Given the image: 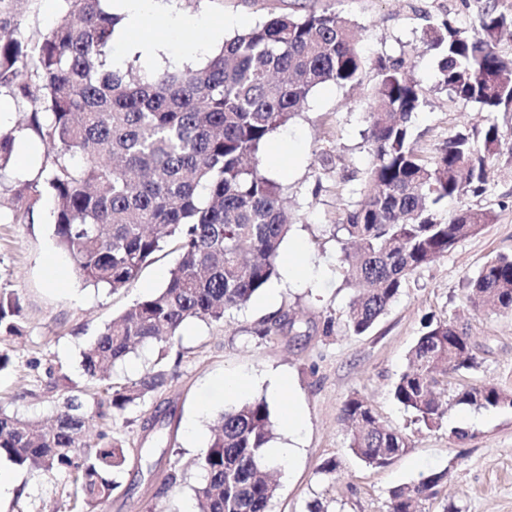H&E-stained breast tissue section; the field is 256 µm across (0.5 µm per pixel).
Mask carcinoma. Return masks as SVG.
Wrapping results in <instances>:
<instances>
[{"mask_svg":"<svg viewBox=\"0 0 512 512\" xmlns=\"http://www.w3.org/2000/svg\"><path fill=\"white\" fill-rule=\"evenodd\" d=\"M14 2L0 0V28L10 30L0 38V92L26 112L18 131L38 137L51 153L38 177L11 188L12 221L26 222L50 199L58 246L96 287H128L164 244L177 245L166 283L132 303L83 351L90 389L65 391L47 424L0 411V459L67 474L76 512H101L128 460V449L95 430L92 416L105 420L144 406L171 378L159 367L116 382L112 365L149 342L165 343V358L187 322H222L277 277L291 224L286 187L265 174L263 154L314 89L357 86L374 73L366 117L372 160L362 200L334 227L339 240L355 245L339 257L355 293L347 331L367 332L414 272L497 220L491 209L466 205L442 220L437 209L449 197L486 193L491 159L503 146L498 125L460 132L431 161L421 158L412 127L423 90L401 63L367 57L354 24L333 10L270 16L225 38L200 66L149 74L133 64L112 70L110 42L121 17L110 12L111 0H58L56 24L35 41L24 36ZM509 29L512 13L489 0L475 29L450 18L431 26L427 47L450 95L488 112L512 104V57L498 51V36ZM15 140V130L0 129V171ZM467 288L473 307L512 312V256L488 260ZM21 320L19 297L0 292V334L22 335ZM410 359L413 367L401 373L393 397L428 429L454 405L512 403L492 384L462 382L478 357L453 322L425 319ZM450 376L460 382L448 383ZM343 414L349 448L366 465L384 467L406 448V437L383 425L365 401L349 399ZM272 430L263 398L219 415L199 458L197 512H269L278 491L265 456ZM447 474H421L392 489L388 512H416L438 498Z\"/></svg>","mask_w":512,"mask_h":512,"instance_id":"carcinoma-1","label":"carcinoma"}]
</instances>
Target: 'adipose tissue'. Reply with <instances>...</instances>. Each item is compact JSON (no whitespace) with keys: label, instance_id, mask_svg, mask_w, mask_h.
Here are the masks:
<instances>
[{"label":"adipose tissue","instance_id":"obj_1","mask_svg":"<svg viewBox=\"0 0 512 512\" xmlns=\"http://www.w3.org/2000/svg\"><path fill=\"white\" fill-rule=\"evenodd\" d=\"M119 3L123 20L115 32L117 44L112 55L113 67L121 66L123 52L129 46L135 48L147 61L158 60L163 49L162 43L145 30L151 16L159 14L157 0H119ZM162 17L166 30L172 35L199 27L209 29L210 38L214 41L220 40L224 34L223 24L204 17H185L174 13L164 14Z\"/></svg>","mask_w":512,"mask_h":512}]
</instances>
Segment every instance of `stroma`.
Segmentation results:
<instances>
[{"label": "stroma", "instance_id": "35a3bbf8", "mask_svg": "<svg viewBox=\"0 0 512 512\" xmlns=\"http://www.w3.org/2000/svg\"><path fill=\"white\" fill-rule=\"evenodd\" d=\"M183 14L225 22L233 35L282 12L330 8L359 27L360 46L370 58L401 59L421 85L424 104L413 123L420 154L431 158L449 138L494 123L506 143L492 161L486 194L448 200L439 213L448 216L459 204L494 209L499 218L460 241L446 255L419 269L373 328L363 335L346 332L352 296L342 285L341 244L333 235L348 204L359 201L358 177L370 155L364 140L373 77L355 88L326 84L316 88L303 111L279 128L265 149L264 167L288 189L294 224L282 251L303 244V276L280 274L245 308L224 322L188 323L180 353L167 366L174 377L146 408H132L110 425L125 447L141 449L121 477V486L105 512H193L191 488L201 478L197 459L205 452L213 417L231 403L219 381L225 376L252 379L248 398L266 399L275 425L272 446L287 443L289 403L300 405L305 430L301 451L279 467L277 496L270 512H308L323 502L328 512H387L388 493L435 470H447L441 495L423 512H512V406L490 409L455 406L440 427L427 430L393 398L392 389L406 370L424 317L454 321L466 328L477 349L479 368L468 383L493 384L512 395V314L471 310L465 281L491 257L512 254V105L486 112L448 94L438 83L436 61L426 47L429 27L445 17L469 29L479 23L476 0H175ZM176 261L165 248L130 287L112 290L84 283L73 271L54 236L50 204L33 220L13 223L0 215V291L16 293L23 308L22 336H1L0 347L13 350V364L0 372V408L23 418L51 414L60 392L54 377L67 375L86 387L83 351L104 326L135 300L162 287L163 274ZM271 316L284 325L265 336L256 330ZM332 333H325L326 321ZM290 379L289 397L272 396L268 376ZM366 399L380 421L405 435L407 446L382 468L365 465L349 449L342 419L344 402ZM208 415H199L201 403ZM469 419V437L450 435ZM195 436H188L189 421ZM329 457L341 469L335 480L317 469ZM16 487L0 501V512H72L75 488L63 473L43 475L13 467ZM175 470L178 480L162 488L161 478Z\"/></svg>", "mask_w": 512, "mask_h": 512}]
</instances>
